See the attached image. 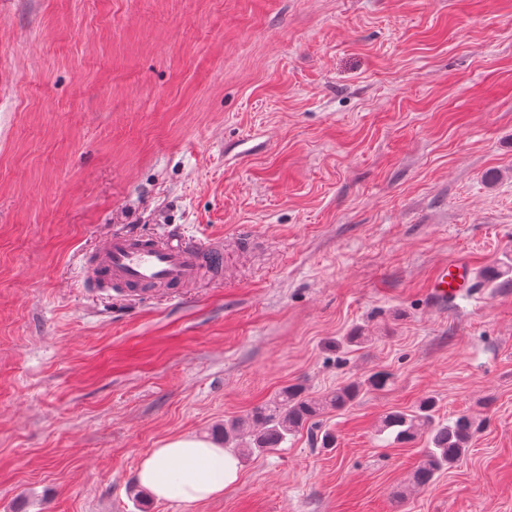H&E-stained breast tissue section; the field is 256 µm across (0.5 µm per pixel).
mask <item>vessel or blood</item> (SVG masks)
Returning <instances> with one entry per match:
<instances>
[{
    "label": "vessel or blood",
    "mask_w": 512,
    "mask_h": 512,
    "mask_svg": "<svg viewBox=\"0 0 512 512\" xmlns=\"http://www.w3.org/2000/svg\"><path fill=\"white\" fill-rule=\"evenodd\" d=\"M223 269V243L202 246L176 231L164 236L126 232L105 239L88 260L84 276L92 286L117 289L136 302L175 288H194L205 271L218 274ZM471 285L470 266L457 260L439 269L430 295L443 306Z\"/></svg>",
    "instance_id": "vessel-or-blood-1"
}]
</instances>
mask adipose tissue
<instances>
[{
  "label": "adipose tissue",
  "instance_id": "1",
  "mask_svg": "<svg viewBox=\"0 0 512 512\" xmlns=\"http://www.w3.org/2000/svg\"><path fill=\"white\" fill-rule=\"evenodd\" d=\"M240 475V462L229 449L195 435L163 441L140 461L137 480L157 500L197 505L223 494Z\"/></svg>",
  "mask_w": 512,
  "mask_h": 512
}]
</instances>
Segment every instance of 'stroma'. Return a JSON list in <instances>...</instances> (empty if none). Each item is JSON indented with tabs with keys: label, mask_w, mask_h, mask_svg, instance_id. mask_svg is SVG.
<instances>
[{
	"label": "stroma",
	"mask_w": 512,
	"mask_h": 512,
	"mask_svg": "<svg viewBox=\"0 0 512 512\" xmlns=\"http://www.w3.org/2000/svg\"><path fill=\"white\" fill-rule=\"evenodd\" d=\"M174 225L223 272L85 288ZM510 257L512 0H0V512H512ZM355 382L223 496L134 499L161 441ZM428 398L482 429L421 489L379 423ZM471 286L470 266L464 260H456L439 269L431 282L430 295L434 303L444 306Z\"/></svg>",
	"instance_id": "1"
}]
</instances>
